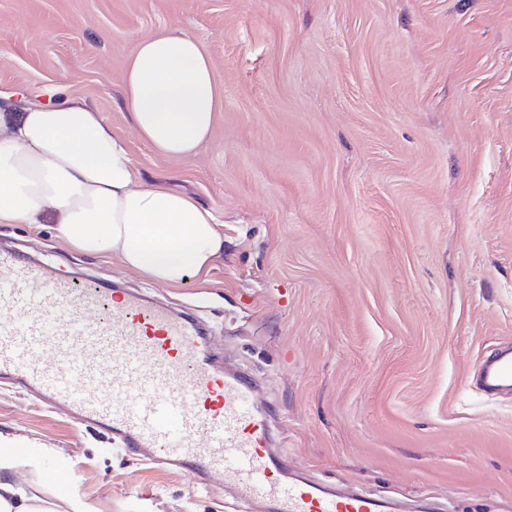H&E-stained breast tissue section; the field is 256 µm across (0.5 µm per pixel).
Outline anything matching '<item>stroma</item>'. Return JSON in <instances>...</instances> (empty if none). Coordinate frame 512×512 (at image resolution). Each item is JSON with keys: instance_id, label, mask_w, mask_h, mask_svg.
I'll use <instances>...</instances> for the list:
<instances>
[{"instance_id": "obj_1", "label": "stroma", "mask_w": 512, "mask_h": 512, "mask_svg": "<svg viewBox=\"0 0 512 512\" xmlns=\"http://www.w3.org/2000/svg\"><path fill=\"white\" fill-rule=\"evenodd\" d=\"M184 31L221 109L199 152L135 134L126 60ZM0 91L94 107L140 178L211 208L224 256L164 287L0 224V247L191 314L245 370L294 468L398 512H512V393L474 385L512 347V0H0ZM0 432L60 449L101 512H246L0 383Z\"/></svg>"}]
</instances>
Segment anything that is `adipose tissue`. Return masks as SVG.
I'll use <instances>...</instances> for the list:
<instances>
[{
	"label": "adipose tissue",
	"mask_w": 512,
	"mask_h": 512,
	"mask_svg": "<svg viewBox=\"0 0 512 512\" xmlns=\"http://www.w3.org/2000/svg\"><path fill=\"white\" fill-rule=\"evenodd\" d=\"M123 93L137 135L164 156H195L214 129V64L187 33L141 39L124 66ZM53 222L67 248L118 259L176 287L224 253L212 209L192 196L138 182L126 140L87 104L17 109L0 96V224ZM62 453L0 434V512H100L71 482ZM38 485L20 481L22 472Z\"/></svg>",
	"instance_id": "adipose-tissue-1"
}]
</instances>
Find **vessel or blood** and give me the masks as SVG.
Instances as JSON below:
<instances>
[{
    "instance_id": "vessel-or-blood-1",
    "label": "vessel or blood",
    "mask_w": 512,
    "mask_h": 512,
    "mask_svg": "<svg viewBox=\"0 0 512 512\" xmlns=\"http://www.w3.org/2000/svg\"><path fill=\"white\" fill-rule=\"evenodd\" d=\"M0 380L62 407L123 449L198 481L220 475L266 512H386L373 494L328 490L272 450L255 383L215 367L189 317L0 250ZM484 389L512 390V355L480 366Z\"/></svg>"
}]
</instances>
